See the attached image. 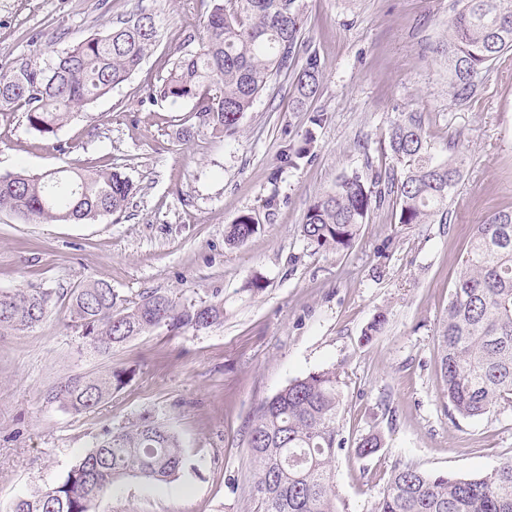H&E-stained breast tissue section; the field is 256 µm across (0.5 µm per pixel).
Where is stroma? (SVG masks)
<instances>
[{
  "label": "stroma",
  "mask_w": 512,
  "mask_h": 512,
  "mask_svg": "<svg viewBox=\"0 0 512 512\" xmlns=\"http://www.w3.org/2000/svg\"><path fill=\"white\" fill-rule=\"evenodd\" d=\"M456 0H303L305 39L322 79L308 111L293 109L291 78L257 97L231 137L201 132L188 101L157 95L177 51L203 30L201 0H0V69L50 60L140 13L161 20L142 67L54 136L29 129L22 108L0 111V173L60 165L109 168L135 190L112 219L42 224L0 212V291L49 294L48 315L0 333V512L61 482L97 438L150 410L184 449L174 480L129 477L97 512H255L245 427L294 378L336 369L345 440L335 462L339 512H371L394 467L476 476L512 459V405L479 420L448 411L436 374V329L463 269L471 227L512 206V49L480 73L468 98L448 86V21ZM326 113L313 124L311 112ZM420 116L431 154L456 136L465 158L443 224H400L374 210L354 246L316 252L300 235L308 207L345 174L392 166L379 147L390 120ZM309 145L297 165L284 150ZM257 232L229 247L241 215ZM266 287L250 293L252 275ZM100 279L128 300L157 291L182 303L224 299V321L201 331L160 327L101 356L81 349L63 294ZM388 318L371 341L377 312ZM111 368L132 377L90 411L50 401L57 383ZM377 432L384 445L351 449Z\"/></svg>",
  "instance_id": "1"
}]
</instances>
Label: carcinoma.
Listing matches in <instances>:
<instances>
[{"instance_id":"cac0c4a2","label":"carcinoma","mask_w":512,"mask_h":512,"mask_svg":"<svg viewBox=\"0 0 512 512\" xmlns=\"http://www.w3.org/2000/svg\"><path fill=\"white\" fill-rule=\"evenodd\" d=\"M448 22V79L457 96L473 77L512 48V0H458ZM159 22L139 15L95 33L50 61L28 58L0 71V108L26 107L30 129L54 134L76 111L110 94L140 68L159 36ZM302 0H208L203 36L183 49L159 95L193 104L198 125L181 130L232 135L273 77L301 65L291 85L294 108L304 110L320 85L321 66L302 37ZM305 59H300V55ZM385 150L402 164L340 178L311 204L301 224L319 252L353 247L372 212L388 202L398 223L444 224L464 158L450 140L448 156H433L413 113L390 124ZM133 185L119 172L59 166L40 173L0 175V212L39 223L95 222L123 211ZM257 230L249 215L230 225L228 245ZM465 269L455 281L437 332L436 371L452 414L481 419L512 403V208L493 212L471 228ZM68 326L82 346L108 356L112 348L157 327L202 330L224 321V299L178 303L150 292L136 301L101 280L65 294ZM50 297L27 290L0 291V333L22 331L46 317ZM131 378L126 369L78 375L57 385L50 399L76 413L93 408ZM342 404L339 376L322 369L295 378L264 401L249 422L247 448L255 463L251 497L260 512H338L334 463L343 447L336 427ZM383 447L379 434L362 436L359 458ZM185 464L181 441L164 419L144 411L115 427L57 486L17 498L6 512H96L113 485L127 477L167 482ZM372 512H512V460L482 476L431 474L395 467Z\"/></svg>"}]
</instances>
